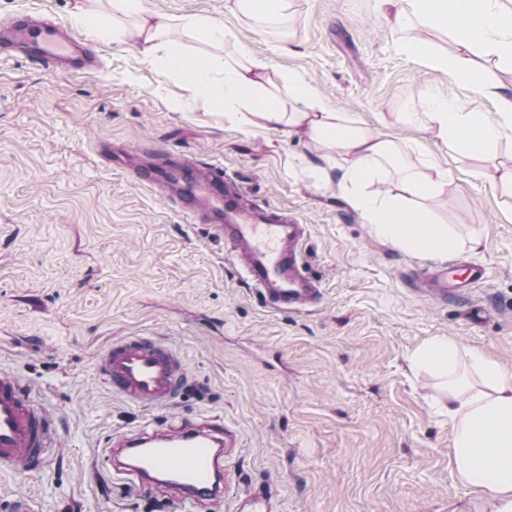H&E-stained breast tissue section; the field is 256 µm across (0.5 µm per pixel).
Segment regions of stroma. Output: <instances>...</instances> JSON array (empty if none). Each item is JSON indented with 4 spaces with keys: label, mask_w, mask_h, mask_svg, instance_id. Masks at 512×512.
Returning a JSON list of instances; mask_svg holds the SVG:
<instances>
[{
    "label": "stroma",
    "mask_w": 512,
    "mask_h": 512,
    "mask_svg": "<svg viewBox=\"0 0 512 512\" xmlns=\"http://www.w3.org/2000/svg\"><path fill=\"white\" fill-rule=\"evenodd\" d=\"M232 0H145L155 15L203 16L224 45L173 29L188 55L244 48L268 60L274 82L302 76L337 111L398 147L399 161L447 186L423 201L455 240L432 260L378 237L337 177L329 148L300 133L242 127L232 111L194 94L141 55L135 19L100 43L94 76L0 58V369L14 371L57 420L63 446L40 472L0 470V512L13 496L35 512H154L106 458L112 435L181 420H217L237 438L223 504L269 488L277 512H490L453 466L454 428L438 405L448 385L412 356L436 337L461 351L472 386L477 350L512 367V191L491 181L512 167V139L459 157L409 119L432 95L468 112L495 105L448 82L445 70L404 53V41L459 54L446 35L394 29L378 0H291L289 18L260 29ZM108 13V0H0L68 23L75 4ZM167 150L223 164L261 205L285 208L308 229L304 249L322 283L318 309L264 307L224 258V246L173 204L135 184L109 146ZM479 245H472V237ZM478 264L483 283L439 304L414 272ZM484 307L481 319L473 307ZM154 336L180 356L187 388L168 409L112 392L99 360L118 336Z\"/></svg>",
    "instance_id": "stroma-1"
}]
</instances>
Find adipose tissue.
<instances>
[{
    "label": "adipose tissue",
    "mask_w": 512,
    "mask_h": 512,
    "mask_svg": "<svg viewBox=\"0 0 512 512\" xmlns=\"http://www.w3.org/2000/svg\"><path fill=\"white\" fill-rule=\"evenodd\" d=\"M110 4L111 14L79 11L72 17L73 24L102 39L111 36L113 23L137 17L143 37L140 53L161 55L166 72L179 75L191 90L214 104L242 106L240 125L258 122L267 130L291 134L302 130L333 146L342 159L337 166L340 186L380 238L430 259L444 258L453 250L447 228L434 223L420 206L421 200L440 190V182L407 170L401 177V194L366 192L382 163L396 157L391 140L336 112L314 85L298 76L285 78L282 89H268L266 59L250 54L237 59L185 55L179 44L166 38L170 19L150 15L144 0H110ZM395 23L401 28L419 25L447 34L460 47V54L443 56L419 41L408 43L406 51L447 71L449 83L495 102L496 114L491 117L462 111L449 98L428 100V117L452 153L486 154L512 135V93L501 91L473 61L479 54L512 61V7L504 0H406ZM458 355L457 344L444 337L418 354L449 379L444 411L455 432L457 476L464 486L487 495L491 512H512V368L481 352H471L482 386L467 388L454 379Z\"/></svg>",
    "instance_id": "ef3b65f1"
}]
</instances>
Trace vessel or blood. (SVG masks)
<instances>
[{
    "label": "vessel or blood",
    "instance_id": "1",
    "mask_svg": "<svg viewBox=\"0 0 512 512\" xmlns=\"http://www.w3.org/2000/svg\"><path fill=\"white\" fill-rule=\"evenodd\" d=\"M0 47L48 69L90 74L98 69L92 43L71 36L47 16L15 14L0 28ZM132 176L169 192L189 223L205 225L208 235L223 243L227 258L242 259L244 281L266 308L288 314L320 305V282L308 270L304 254L305 225L284 209L254 204L222 165L202 168L191 159L174 161L164 153L156 162L135 168ZM485 276L481 267L467 266L452 274L439 270L423 278L422 291L445 300ZM99 370L114 393L141 408L170 405L184 382L179 356L152 336L112 340ZM112 444L118 454L116 474L136 480L152 497L161 487L173 489V496L163 500L172 512H198L203 504L222 502L224 450L232 445L222 424L145 426L114 436ZM58 445L53 418L15 374L1 369L0 469L42 468ZM236 512H276V500L268 491H253L238 499Z\"/></svg>",
    "mask_w": 512,
    "mask_h": 512
}]
</instances>
